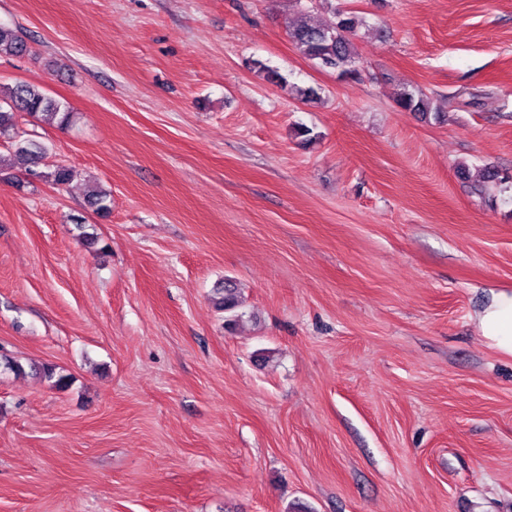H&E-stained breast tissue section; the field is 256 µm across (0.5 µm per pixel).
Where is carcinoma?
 Instances as JSON below:
<instances>
[{"mask_svg": "<svg viewBox=\"0 0 512 512\" xmlns=\"http://www.w3.org/2000/svg\"><path fill=\"white\" fill-rule=\"evenodd\" d=\"M359 20L346 11H338V21L333 25L312 26L307 23L297 25L291 31V37L302 52L310 60L322 68L334 69L345 79L357 80L361 77L358 58L353 44ZM27 51L26 42L13 31L0 27V56H20ZM10 110L0 109V135L5 136L14 131L17 114L24 112L31 116H41L61 126L69 122L70 111L62 104L46 94L38 85L28 82L16 84L10 90ZM397 105L409 112L423 115L439 114L432 106L429 97L405 90L398 95ZM17 151L26 157L27 174L40 177L42 172L36 170L43 159L46 149L34 140H24L18 144ZM88 203L98 213L104 215L110 211V194L99 190L89 195Z\"/></svg>", "mask_w": 512, "mask_h": 512, "instance_id": "carcinoma-1", "label": "carcinoma"}]
</instances>
